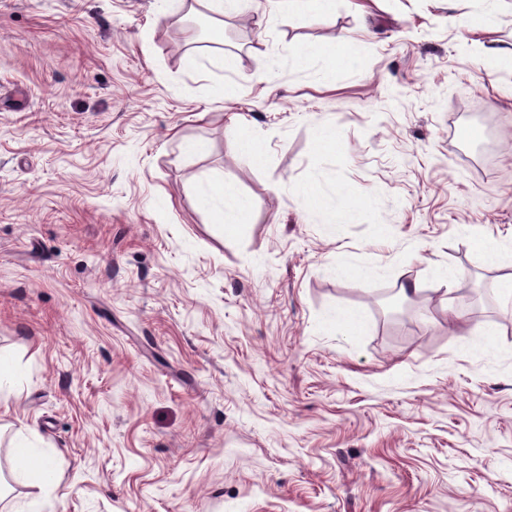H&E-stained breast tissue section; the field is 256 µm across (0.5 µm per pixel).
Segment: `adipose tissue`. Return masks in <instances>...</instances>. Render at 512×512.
I'll return each mask as SVG.
<instances>
[{
  "instance_id": "adipose-tissue-1",
  "label": "adipose tissue",
  "mask_w": 512,
  "mask_h": 512,
  "mask_svg": "<svg viewBox=\"0 0 512 512\" xmlns=\"http://www.w3.org/2000/svg\"><path fill=\"white\" fill-rule=\"evenodd\" d=\"M249 3L250 0H163L169 14L187 12L203 15L207 30L200 46L192 52L193 64L200 67L210 61L213 50L224 44V13L231 9L243 10ZM193 195L202 209L219 218L226 235L236 233L237 226L232 216L242 211L243 205L227 201L223 175L218 174L198 181L193 188ZM15 461L18 469L30 476V490L19 512H40L39 505L45 493L56 485L58 479L52 453L42 444L37 434L29 430L18 435Z\"/></svg>"
}]
</instances>
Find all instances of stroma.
I'll return each mask as SVG.
<instances>
[{"label": "stroma", "mask_w": 512, "mask_h": 512, "mask_svg": "<svg viewBox=\"0 0 512 512\" xmlns=\"http://www.w3.org/2000/svg\"><path fill=\"white\" fill-rule=\"evenodd\" d=\"M264 7L202 69L160 0H0L11 498L29 427L59 471L42 512H512V266L459 233L512 237V0L477 25L483 0ZM306 49L355 68L282 65ZM327 132L345 161L312 203ZM217 172L248 203L233 238L192 194Z\"/></svg>", "instance_id": "obj_1"}]
</instances>
